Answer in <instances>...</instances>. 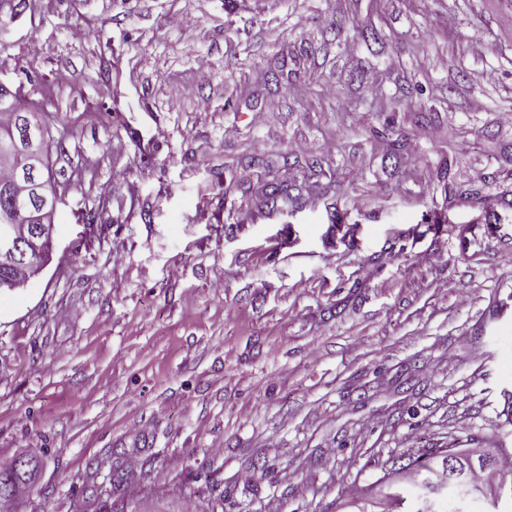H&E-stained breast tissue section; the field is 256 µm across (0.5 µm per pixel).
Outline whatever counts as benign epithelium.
<instances>
[{
    "label": "benign epithelium",
    "instance_id": "1",
    "mask_svg": "<svg viewBox=\"0 0 512 512\" xmlns=\"http://www.w3.org/2000/svg\"><path fill=\"white\" fill-rule=\"evenodd\" d=\"M8 140L11 147L4 153L5 158L19 168L41 170L45 165V144L35 138H20L17 132ZM19 217L26 224L34 225L33 233L21 239L17 225L0 226V266H13L19 274L0 281V292H12L25 287L48 265L53 246V225L51 217L57 207L49 182H21L14 189Z\"/></svg>",
    "mask_w": 512,
    "mask_h": 512
}]
</instances>
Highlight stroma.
Listing matches in <instances>:
<instances>
[{"mask_svg": "<svg viewBox=\"0 0 512 512\" xmlns=\"http://www.w3.org/2000/svg\"><path fill=\"white\" fill-rule=\"evenodd\" d=\"M0 83L60 119L51 261L0 294L15 512H346L512 454L505 0H0ZM455 451L458 454L457 466L448 471V452ZM441 458L442 468L436 470L434 467L438 463V459ZM489 457H478L477 461L473 460L467 454H464L457 450V448H431L428 453H424L418 456L416 459L410 461L405 468L413 466L412 470H425L427 473L433 474L434 478L432 481H437L440 476L446 478L448 490H451L456 498H459L461 493L466 489H474L478 487H492L497 482L498 484L504 483V480L497 481L496 478L489 481L481 480L480 477L483 475H494L499 472L500 465L502 462V468L507 466V461H502V457L497 455L491 466L487 465ZM447 489H443L440 492V496L443 498L448 492ZM26 463L33 461V464L23 465L17 469H4L0 471V497L2 495H12L19 484H24L27 479L31 480L36 470V462L32 459H24Z\"/></svg>", "mask_w": 512, "mask_h": 512, "instance_id": "stroma-1", "label": "stroma"}]
</instances>
